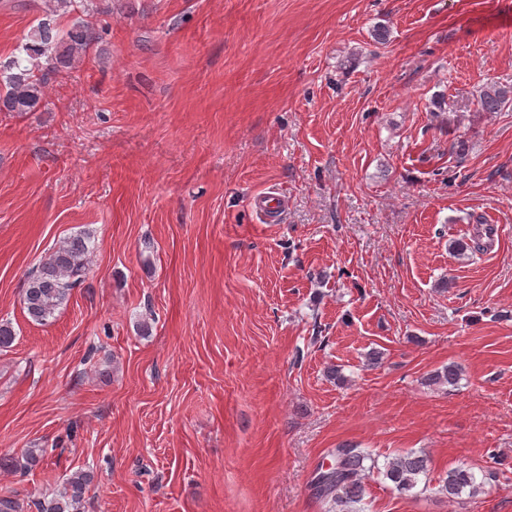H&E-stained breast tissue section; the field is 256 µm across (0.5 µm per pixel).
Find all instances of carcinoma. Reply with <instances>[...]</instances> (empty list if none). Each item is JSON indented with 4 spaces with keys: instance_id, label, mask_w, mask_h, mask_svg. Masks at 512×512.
Segmentation results:
<instances>
[{
    "instance_id": "1",
    "label": "carcinoma",
    "mask_w": 512,
    "mask_h": 512,
    "mask_svg": "<svg viewBox=\"0 0 512 512\" xmlns=\"http://www.w3.org/2000/svg\"><path fill=\"white\" fill-rule=\"evenodd\" d=\"M74 8H78L75 0H54L53 12L40 19L24 37L21 46L24 56L0 61V112L35 111L43 99L48 76L71 68L101 40L96 26L81 16L66 30H59L54 13H70ZM511 107L512 87L490 85L478 93V112H504ZM89 254L87 237L74 235L62 241L40 262L23 290L24 309L32 321L40 324L47 321L68 301L70 291L86 277ZM460 376L459 365L450 363L431 374L429 381L454 387ZM334 457L333 469L317 494L330 503V512H355L354 506L365 496V480L378 469L377 462L371 454L352 445L338 446ZM429 471L428 457L411 450L387 462L381 474L393 489L406 494L415 489ZM495 479L496 473L490 470L478 476L469 469L456 468L439 480L438 491L450 499L459 497L465 490L474 496ZM90 482V473L77 471L52 494L26 504L4 495L0 497V512H24L28 507L35 508L36 512H82Z\"/></svg>"
}]
</instances>
